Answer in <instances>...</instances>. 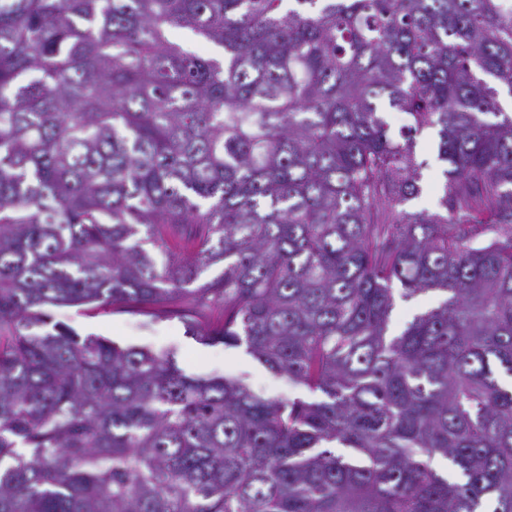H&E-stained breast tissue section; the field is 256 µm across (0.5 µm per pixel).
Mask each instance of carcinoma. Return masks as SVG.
Listing matches in <instances>:
<instances>
[{
  "mask_svg": "<svg viewBox=\"0 0 512 512\" xmlns=\"http://www.w3.org/2000/svg\"><path fill=\"white\" fill-rule=\"evenodd\" d=\"M503 91L512 0H0V512H512ZM58 307L177 315L319 397ZM435 142L436 134L433 130L424 131L416 137L419 160H425L428 165L422 169L420 194L405 206L408 210L433 211L437 207L443 166L436 160ZM436 303L437 299L430 295L419 296L410 301H403L397 298L390 325L391 331L397 333L411 319L413 314Z\"/></svg>",
  "mask_w": 512,
  "mask_h": 512,
  "instance_id": "cac0c4a2",
  "label": "carcinoma"
}]
</instances>
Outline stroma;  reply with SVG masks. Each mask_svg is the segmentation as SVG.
I'll use <instances>...</instances> for the list:
<instances>
[{
    "instance_id": "obj_1",
    "label": "stroma",
    "mask_w": 512,
    "mask_h": 512,
    "mask_svg": "<svg viewBox=\"0 0 512 512\" xmlns=\"http://www.w3.org/2000/svg\"><path fill=\"white\" fill-rule=\"evenodd\" d=\"M436 134L427 130L416 138V152L425 160L419 196L409 202L412 211L435 210L443 178V166L436 159ZM54 319L70 325L79 335L100 336L122 346L150 349L173 348L180 366L190 373H218L246 379L258 393L283 399L306 397L303 387L269 372L248 355L244 348H227L220 343L205 344L187 332L176 318L148 320L124 312L85 315L73 308L53 309Z\"/></svg>"
}]
</instances>
